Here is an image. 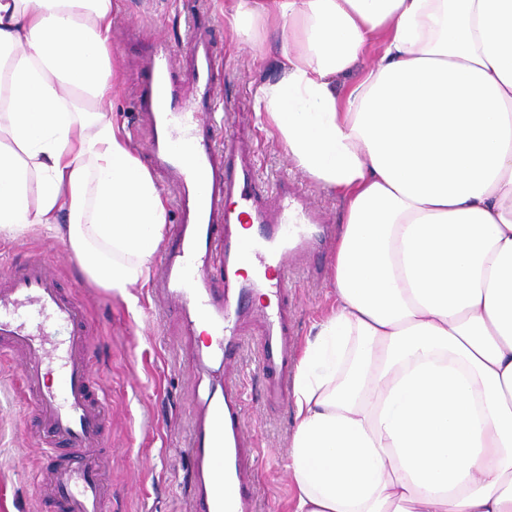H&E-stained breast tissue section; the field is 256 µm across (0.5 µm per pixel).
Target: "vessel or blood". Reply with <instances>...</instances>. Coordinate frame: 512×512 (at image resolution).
<instances>
[{
  "instance_id": "1",
  "label": "vessel or blood",
  "mask_w": 512,
  "mask_h": 512,
  "mask_svg": "<svg viewBox=\"0 0 512 512\" xmlns=\"http://www.w3.org/2000/svg\"><path fill=\"white\" fill-rule=\"evenodd\" d=\"M188 62L195 91L185 95L174 78L170 45L156 44L138 107L151 129L153 169L176 184L175 240L162 259L153 294L180 313L182 334L193 341L192 362L207 392L192 423L187 450L194 495L190 512H254V481L248 461L254 443L244 430L242 385L227 372V352L241 345L243 320H257L260 362L269 404H280L293 365L288 347L292 322L286 308L252 306L262 291L281 295L290 259L319 247L329 234L320 210L298 190L281 186L273 199L257 193V165L239 144L219 141L213 116L217 98L208 34L193 30ZM256 224L255 236L240 234L241 221ZM259 264L247 277L241 268ZM223 271L213 281L212 268ZM87 318L76 298L60 288L41 257L0 279V353L19 367V389L47 428V449L38 491L52 494L61 512H107L100 455L106 447L105 410L87 346Z\"/></svg>"
}]
</instances>
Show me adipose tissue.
Wrapping results in <instances>:
<instances>
[{
  "label": "adipose tissue",
  "instance_id": "ef3b65f1",
  "mask_svg": "<svg viewBox=\"0 0 512 512\" xmlns=\"http://www.w3.org/2000/svg\"><path fill=\"white\" fill-rule=\"evenodd\" d=\"M120 12L0 0V239L61 240L134 306L167 208L106 108ZM224 23L276 33L258 116L341 208L291 512H512V0H224Z\"/></svg>",
  "mask_w": 512,
  "mask_h": 512
}]
</instances>
